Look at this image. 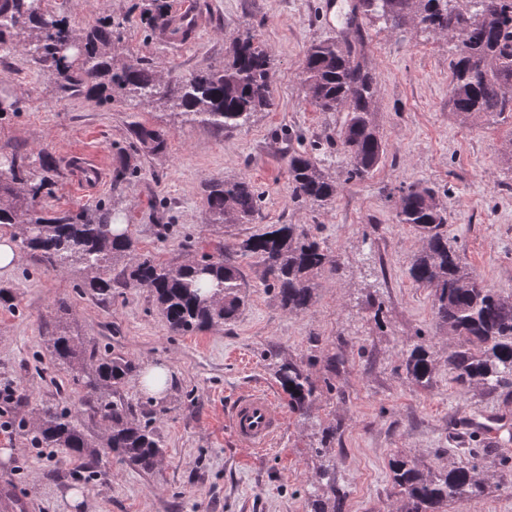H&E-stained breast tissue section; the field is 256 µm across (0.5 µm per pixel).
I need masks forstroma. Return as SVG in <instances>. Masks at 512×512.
<instances>
[{
    "instance_id": "stroma-1",
    "label": "stroma",
    "mask_w": 512,
    "mask_h": 512,
    "mask_svg": "<svg viewBox=\"0 0 512 512\" xmlns=\"http://www.w3.org/2000/svg\"><path fill=\"white\" fill-rule=\"evenodd\" d=\"M198 28L182 41L149 34L139 0H54L71 24L84 28L105 17L126 19L125 57H143L163 74L188 75L220 65L240 31L252 29L273 59L274 107L242 128L218 132L187 125L169 107H139L141 121L170 129L166 152L147 158L122 191L124 220L139 253L178 263L234 243L263 224H301L323 242L332 267L317 279L312 305L284 311L253 259L238 258L246 303L231 323L191 335L172 334L152 296L116 288L100 302L73 271L44 267L32 254L0 271V382L14 385L12 440H0V494L14 512H310L319 472L335 464L344 512H399L389 461L399 455L424 468L475 461L488 478L484 497L452 502L448 512H512V432L476 437L466 419L512 407V387L460 385L447 358L451 336L439 329L431 289L408 276L420 238L399 224L404 187L434 184L448 209V237L468 268L501 294L512 295V112L465 119L449 104L455 47L447 38L409 26L367 24L366 65L378 88L376 121L386 158L369 178L347 177L338 140L344 115L308 100L301 68L308 47L336 38L330 0H199ZM23 102L0 122V145L33 153L49 149L62 174L46 209H75L112 197V182L91 192L73 188L72 155L90 147L114 164L126 137L128 106L83 97L58 100L54 86L25 56L0 53V89ZM314 151L336 179L334 203L296 202L288 187L289 149ZM244 177L264 193L254 224L227 229L206 221L202 186ZM67 302L77 330L99 354L134 360L140 373L121 395L136 419L150 421L166 454L146 474L106 459L88 474L81 459L48 460L31 443L29 412L37 404L68 406L85 433L96 417L80 379L51 358L45 338L57 302ZM423 343L436 353L433 381L408 379L402 349ZM280 359L306 361L316 388L310 420L286 412L270 448H240L224 412L241 391L265 384L279 407L287 396L275 379ZM166 367L162 396L150 395L142 375ZM335 428L330 441L321 430ZM80 491L81 500L70 499Z\"/></svg>"
}]
</instances>
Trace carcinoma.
<instances>
[{"label": "carcinoma", "instance_id": "obj_1", "mask_svg": "<svg viewBox=\"0 0 512 512\" xmlns=\"http://www.w3.org/2000/svg\"><path fill=\"white\" fill-rule=\"evenodd\" d=\"M362 21L397 28L408 24L454 42L451 60L452 110L469 118L512 112V0H359ZM143 17L154 31H176L166 0H145ZM125 22L108 19L76 28L49 0H0V48L20 52L53 81L61 98L86 97L101 103L159 101L178 111L189 124L217 130L247 125L255 113L272 106V61L249 29L233 40L222 66L208 65L188 76L164 78L146 59L126 62L117 50L124 43ZM359 41L346 38L312 44L306 51L301 79L306 97L322 112H344L339 139L348 158L350 177L372 174L385 158L386 146L375 121L377 87L360 59ZM22 111L21 100L0 89V121ZM128 145L119 147L112 169L117 190L142 171L140 157L163 153L169 130L129 114ZM60 177V163L47 149L27 154L0 148V224L15 230L20 248L53 269L74 270L98 300H112V288H144L156 300L169 329L187 335L236 319L245 303L246 285L235 260L246 256L262 268L263 281L290 313L304 312L313 301L316 278L327 264L323 243L302 224H267L234 244L215 247L181 264L160 262L138 253L130 230L123 227L118 202H99L76 210L37 211L50 198ZM292 198L317 207L336 198V180L309 151L288 155ZM209 224L234 226L252 221L262 202L256 185L243 178L212 179L204 189ZM397 221L420 235L421 248L408 274L434 291L439 328L457 337L448 351V367L470 387L512 386V295L488 287L463 262L448 238V211L439 191L417 182L400 196ZM120 266L123 280H112ZM47 349L61 366L78 370L92 398L102 437L87 435L67 407L38 405L31 411L37 442L99 467L108 456L145 473L165 456L164 446L148 422L133 418L132 404L120 393L138 365L121 355L91 357L74 333L67 309L59 307ZM404 369L415 383L428 386L434 356L423 344L403 353ZM275 376L288 397L291 412L305 419L316 388L304 364L284 360ZM401 512H448V503L477 499L485 478L476 466L458 464L424 472L400 456L389 462ZM327 488L311 501V512H342L333 473L325 470Z\"/></svg>", "mask_w": 512, "mask_h": 512}]
</instances>
